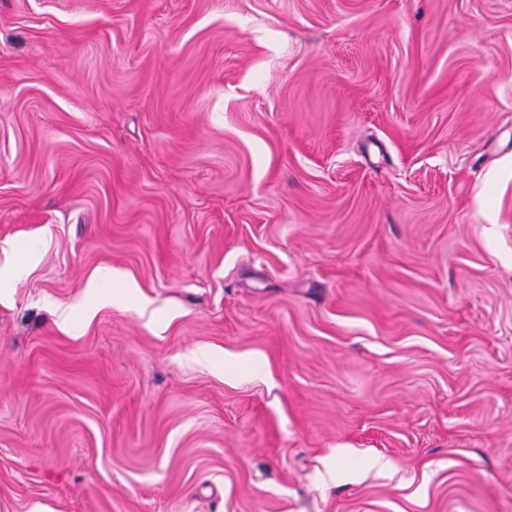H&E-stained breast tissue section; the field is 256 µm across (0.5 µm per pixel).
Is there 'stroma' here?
<instances>
[{
    "mask_svg": "<svg viewBox=\"0 0 512 512\" xmlns=\"http://www.w3.org/2000/svg\"><path fill=\"white\" fill-rule=\"evenodd\" d=\"M38 504L512 512V0H0Z\"/></svg>",
    "mask_w": 512,
    "mask_h": 512,
    "instance_id": "35a3bbf8",
    "label": "stroma"
}]
</instances>
